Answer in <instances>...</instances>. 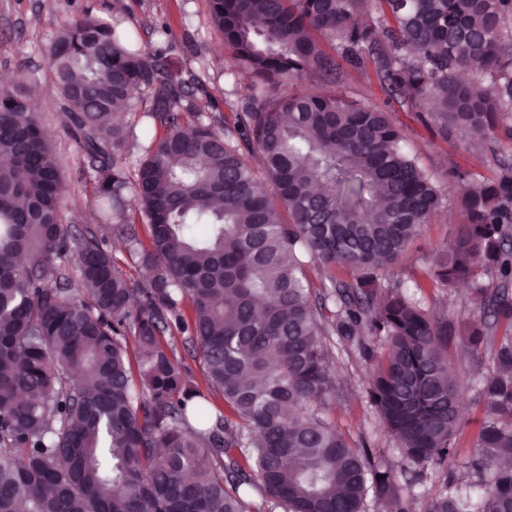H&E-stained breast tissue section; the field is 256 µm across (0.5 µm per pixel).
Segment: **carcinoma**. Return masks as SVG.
Wrapping results in <instances>:
<instances>
[{"instance_id":"obj_1","label":"carcinoma","mask_w":512,"mask_h":512,"mask_svg":"<svg viewBox=\"0 0 512 512\" xmlns=\"http://www.w3.org/2000/svg\"><path fill=\"white\" fill-rule=\"evenodd\" d=\"M210 4L231 72L250 79L222 133L132 32L83 17L48 49L101 216L129 243L149 225L140 288L94 233L61 224L51 138L22 87L0 86V512H258L242 488L283 512H363L369 496L405 512L413 481L456 460L463 389L485 411L476 480L445 479L424 512H512V154L492 153L493 178L458 175L462 221L426 278L468 288L479 318L450 324L394 273L445 194L388 112L342 90L347 70L369 68L386 105L428 113L459 149L512 139V0ZM145 95L152 128L131 179L127 128L109 116ZM312 260L330 283L321 308ZM450 333L489 354L471 382ZM165 335L195 346L206 388ZM328 336L359 351L400 463L369 461L319 415L336 395Z\"/></svg>"}]
</instances>
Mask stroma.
<instances>
[{
  "label": "stroma",
  "instance_id": "35a3bbf8",
  "mask_svg": "<svg viewBox=\"0 0 512 512\" xmlns=\"http://www.w3.org/2000/svg\"><path fill=\"white\" fill-rule=\"evenodd\" d=\"M86 15L137 29L143 45L152 51L161 50L179 78L206 70L207 76L194 94L199 101H210L209 113L218 120L233 123L234 104L246 94L249 81L228 72L229 54L223 36L211 24L209 0H0V76L11 78L25 73V90L37 94L34 108L52 136L67 188L61 221L71 229L94 232L129 282L138 288L146 281L147 272L135 254L129 253L124 238L112 225L100 223L97 217L93 200L95 173L68 133V121L60 108V92L46 53L58 28ZM345 89L354 97L386 106V96L374 76L364 71L350 72ZM386 108L390 120L404 130L407 148L448 192L442 207L423 226L396 268L402 279L420 281L431 250L448 245L461 220L456 173L494 177L497 169L491 153L512 152V140L500 138L492 151L459 150L432 132L418 113L396 105ZM331 353L338 392L336 399L327 405L325 418L353 446H368L373 459H392L390 438L366 398L367 382L357 352L336 346ZM462 408L463 427L455 439L457 458L451 472L457 479L468 473L466 463L476 451L484 418L483 408L472 392H465Z\"/></svg>",
  "mask_w": 512,
  "mask_h": 512
}]
</instances>
